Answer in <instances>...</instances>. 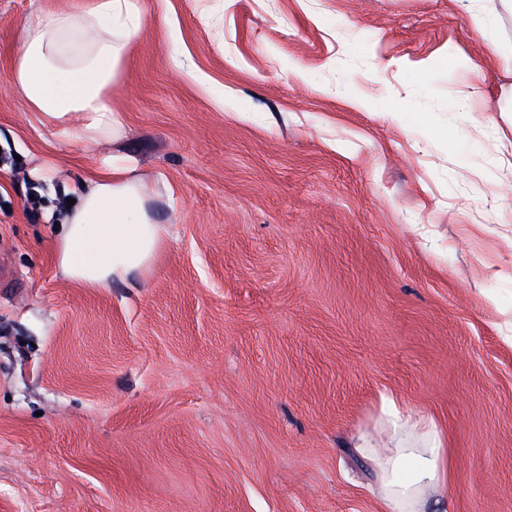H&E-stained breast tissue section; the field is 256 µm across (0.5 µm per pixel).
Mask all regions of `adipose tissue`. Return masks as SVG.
<instances>
[{
  "label": "adipose tissue",
  "instance_id": "ef3b65f1",
  "mask_svg": "<svg viewBox=\"0 0 512 512\" xmlns=\"http://www.w3.org/2000/svg\"><path fill=\"white\" fill-rule=\"evenodd\" d=\"M144 31L140 0H88L77 10L51 11L25 24L12 63V85L30 108L53 120L60 136L90 147L119 134L123 121L111 104L128 48ZM130 157L101 161L100 174L82 182L59 225L56 261L72 282L105 288L145 276L166 245L145 183ZM379 424L389 454L367 436L382 485L380 512H425L448 493V448L433 420L414 417L390 395L380 398Z\"/></svg>",
  "mask_w": 512,
  "mask_h": 512
}]
</instances>
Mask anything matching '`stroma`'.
Instances as JSON below:
<instances>
[{
    "label": "stroma",
    "mask_w": 512,
    "mask_h": 512,
    "mask_svg": "<svg viewBox=\"0 0 512 512\" xmlns=\"http://www.w3.org/2000/svg\"><path fill=\"white\" fill-rule=\"evenodd\" d=\"M0 0V512H377L390 393L448 436V508L512 512V71L485 0H141L82 148L11 85ZM479 93H471L472 84ZM133 157L166 250L87 288L48 208Z\"/></svg>",
    "instance_id": "1"
}]
</instances>
